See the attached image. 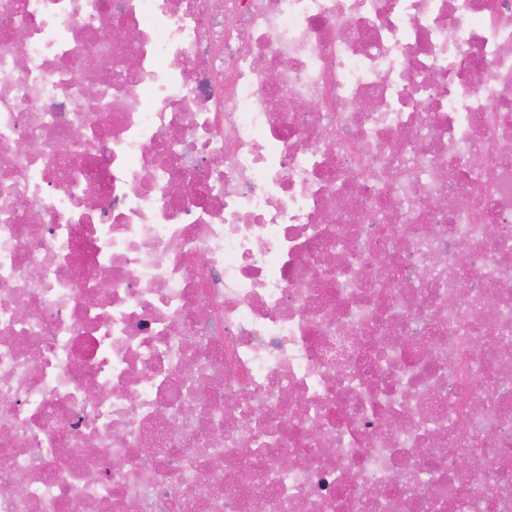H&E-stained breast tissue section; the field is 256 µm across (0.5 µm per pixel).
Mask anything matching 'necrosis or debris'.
Instances as JSON below:
<instances>
[{
    "instance_id": "necrosis-or-debris-1",
    "label": "necrosis or debris",
    "mask_w": 512,
    "mask_h": 512,
    "mask_svg": "<svg viewBox=\"0 0 512 512\" xmlns=\"http://www.w3.org/2000/svg\"><path fill=\"white\" fill-rule=\"evenodd\" d=\"M258 501L512 512V0H0V512Z\"/></svg>"
}]
</instances>
